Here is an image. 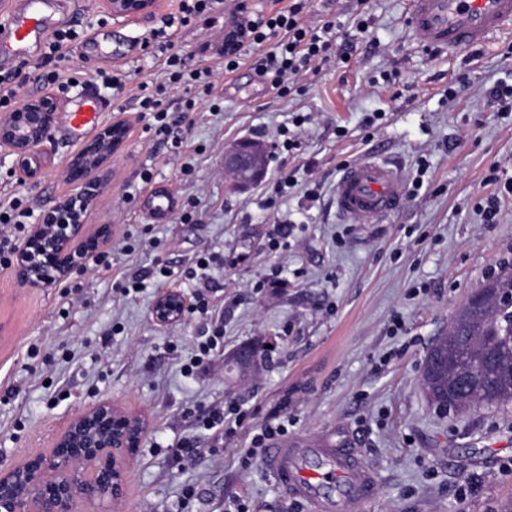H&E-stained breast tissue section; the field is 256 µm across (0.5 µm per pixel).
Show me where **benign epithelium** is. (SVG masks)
<instances>
[{"instance_id": "benign-epithelium-1", "label": "benign epithelium", "mask_w": 512, "mask_h": 512, "mask_svg": "<svg viewBox=\"0 0 512 512\" xmlns=\"http://www.w3.org/2000/svg\"><path fill=\"white\" fill-rule=\"evenodd\" d=\"M112 18L148 15L157 0H102ZM62 103L50 94L24 101L0 116V148L15 156L20 178L35 179L45 161L44 147ZM130 120L118 118L72 157L64 172L77 192L47 204L16 253L14 272L22 288H43L82 271L102 251L112 225L86 223L89 208L107 182L109 160L123 146ZM268 146L258 140L230 144L224 171L239 190L266 172ZM190 299L176 288L163 290L150 310L159 325L181 320ZM147 431L146 421L110 400L86 407L70 419L43 454L0 470V512H111L124 498L126 466Z\"/></svg>"}]
</instances>
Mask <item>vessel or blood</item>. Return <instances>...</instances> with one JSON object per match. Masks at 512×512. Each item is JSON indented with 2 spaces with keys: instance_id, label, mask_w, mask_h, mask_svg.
Masks as SVG:
<instances>
[{
  "instance_id": "1",
  "label": "vessel or blood",
  "mask_w": 512,
  "mask_h": 512,
  "mask_svg": "<svg viewBox=\"0 0 512 512\" xmlns=\"http://www.w3.org/2000/svg\"><path fill=\"white\" fill-rule=\"evenodd\" d=\"M61 8L60 0H17L1 41L8 54L21 60L27 46L44 42L55 31L53 17ZM406 26L416 46L455 56L512 33V0H410ZM101 111L95 89L87 88L68 124L78 133H92ZM335 201L346 219L384 222L405 202L404 176L390 163L365 158L341 170ZM262 465L291 499L307 503L311 512H361L376 488L358 450L328 438L276 442L266 449Z\"/></svg>"
}]
</instances>
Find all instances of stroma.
Masks as SVG:
<instances>
[{
  "label": "stroma",
  "mask_w": 512,
  "mask_h": 512,
  "mask_svg": "<svg viewBox=\"0 0 512 512\" xmlns=\"http://www.w3.org/2000/svg\"><path fill=\"white\" fill-rule=\"evenodd\" d=\"M67 28L76 37L57 61L0 57V82L21 97L57 94L66 110L94 85L107 118L128 116L112 181L87 217L108 224L109 265L86 267L49 288L19 287L0 268V469L47 451L84 407L111 400L146 418L128 466L118 512H308L272 475L242 460L266 422L285 439L355 438L377 490L364 512H502L512 500V405L441 414L420 384L427 350L499 266L512 263V112L490 95L512 83V35L456 56L412 44L408 0H308L304 19L338 25L335 54L279 96L247 61L228 77L216 57L231 0L180 22V0L155 13L112 19L100 0H76ZM365 30H358V21ZM168 28L185 71L215 68V87H170L149 36ZM75 77L66 90L44 83L51 70ZM119 75L118 92L104 81ZM164 86L169 117L194 96L177 149L154 143L134 98L141 82ZM41 176L19 182L0 154V202L19 197L40 213L72 194L62 176L84 144L65 115L52 133ZM256 139L269 147L266 173L245 191L224 172V147ZM380 150L418 194L384 224H351L334 204L344 167ZM498 181H488L490 168ZM289 184H282V177ZM172 193L173 212L152 219L144 201ZM496 197L498 214L479 211ZM292 225L272 247L276 225ZM217 262L195 275L196 259ZM172 277L156 280L158 267ZM134 279L143 291L127 292ZM167 288L204 292L208 312L190 309L156 324L150 309ZM223 330L208 359L185 375L200 345ZM268 343L261 369L228 374L225 357ZM240 406L249 422L227 437L201 426L207 410Z\"/></svg>",
  "instance_id": "obj_1"
}]
</instances>
